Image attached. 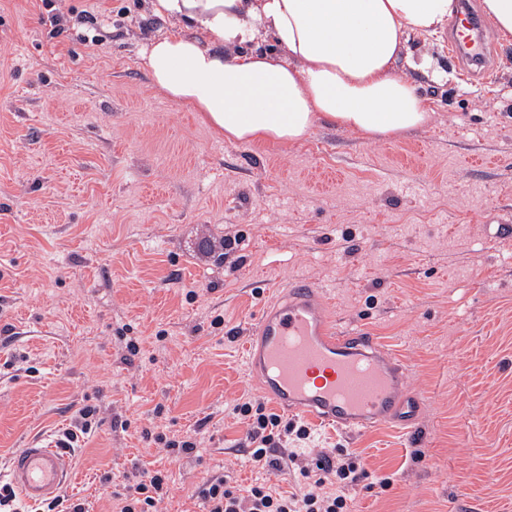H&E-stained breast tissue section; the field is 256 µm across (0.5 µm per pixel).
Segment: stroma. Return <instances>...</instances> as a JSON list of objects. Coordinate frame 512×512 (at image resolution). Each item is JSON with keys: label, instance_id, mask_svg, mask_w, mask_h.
<instances>
[{"label": "stroma", "instance_id": "obj_1", "mask_svg": "<svg viewBox=\"0 0 512 512\" xmlns=\"http://www.w3.org/2000/svg\"><path fill=\"white\" fill-rule=\"evenodd\" d=\"M94 2L54 0L56 28L41 0H0V483L89 407L63 489L84 512H119L156 470L159 512H204L224 475L331 489L321 451L362 463L349 512H512V42L489 27L494 74L466 85L447 32L410 38L397 70L433 111L423 128L248 144L152 86L143 48L176 27L150 0H111L95 45ZM423 52L433 73L409 64ZM298 278L402 359L422 401L410 433L308 426L289 444L304 475L253 465L234 410H274L245 345Z\"/></svg>", "mask_w": 512, "mask_h": 512}]
</instances>
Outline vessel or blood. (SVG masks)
Returning a JSON list of instances; mask_svg holds the SVG:
<instances>
[{
  "mask_svg": "<svg viewBox=\"0 0 512 512\" xmlns=\"http://www.w3.org/2000/svg\"><path fill=\"white\" fill-rule=\"evenodd\" d=\"M451 29L449 53L461 60L487 59L468 12L457 15ZM245 355L248 374L290 415L348 433L381 424L414 428L420 402L408 386L405 365L363 330H340L309 283L288 284L286 300L263 310ZM73 476L71 457L50 439L19 449L7 472L30 504L49 499Z\"/></svg>",
  "mask_w": 512,
  "mask_h": 512,
  "instance_id": "b4317fda",
  "label": "vessel or blood"
}]
</instances>
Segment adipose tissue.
<instances>
[{
	"instance_id": "adipose-tissue-1",
	"label": "adipose tissue",
	"mask_w": 512,
	"mask_h": 512,
	"mask_svg": "<svg viewBox=\"0 0 512 512\" xmlns=\"http://www.w3.org/2000/svg\"><path fill=\"white\" fill-rule=\"evenodd\" d=\"M192 28L143 52L156 88L226 140L288 144L322 121L367 138L427 125L431 109L396 63L410 36L441 31L455 0H151ZM270 32L277 51L263 49Z\"/></svg>"
}]
</instances>
